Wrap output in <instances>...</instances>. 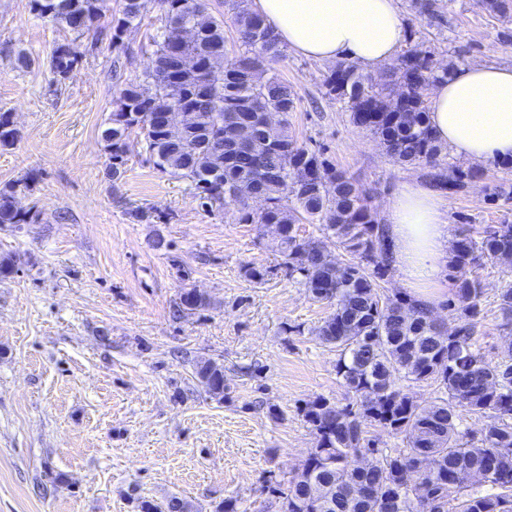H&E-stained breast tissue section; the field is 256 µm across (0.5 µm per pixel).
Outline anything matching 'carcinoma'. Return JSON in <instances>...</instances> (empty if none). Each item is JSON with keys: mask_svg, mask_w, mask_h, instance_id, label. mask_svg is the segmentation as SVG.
<instances>
[{"mask_svg": "<svg viewBox=\"0 0 512 512\" xmlns=\"http://www.w3.org/2000/svg\"><path fill=\"white\" fill-rule=\"evenodd\" d=\"M40 19L77 36L99 29L104 0H30ZM152 0H124L112 16L111 42L118 48L137 27ZM236 28L235 47H227L224 22L207 9L206 0H158L161 25L152 37L146 78L152 90L129 81L119 88L102 132L109 153V173L127 165L131 134L140 137L146 159L163 173L190 182L193 197L205 211L224 208L238 224H274L278 248L288 274L298 275L311 297L333 311L314 329L336 349V375L345 387L344 401L318 396L299 412L314 434L315 446L288 481L286 489L268 486L282 499L281 512H512V335L500 361L484 360L476 346L483 319V288L473 276L482 258L512 266V224L496 225L475 238L459 231L449 262L452 297L445 307L457 325L448 331L406 293L389 295L379 281L392 269L391 242L378 223L371 197L322 150L288 136V113L295 98L288 85L271 76L257 82L253 71L269 70L285 57L272 27L249 7V0H229ZM413 12L442 17L443 0H410ZM497 19L512 18V0H481ZM191 30L195 38L179 39ZM224 53L221 69L200 74L210 55ZM198 67L182 65L183 57ZM80 58L59 44L51 58L57 82L64 81ZM458 67L416 46L372 82L347 60L324 74L322 95L349 113L352 124L380 140L402 163L421 164L425 177L453 195L484 178L481 168L463 169L448 161V147L430 126L428 90ZM173 113L188 118L192 134L173 140L163 122ZM253 128L246 140L240 127ZM17 129L8 112H0V147L15 144ZM258 197L264 209L253 210L241 192ZM17 185L0 188V224H32L33 209L15 205ZM317 225L303 237L298 226ZM342 248L349 259L329 257ZM209 306L203 296L186 291L176 313ZM503 326L512 332V284L501 289ZM204 388L224 397V372L209 362L197 366ZM432 382L441 396L420 406L400 382ZM488 419L478 441L458 428L462 412ZM378 426L401 439V448H381L364 425ZM487 475L490 491L473 490L472 477ZM422 485L414 492L413 480Z\"/></svg>", "mask_w": 512, "mask_h": 512, "instance_id": "cac0c4a2", "label": "carcinoma"}]
</instances>
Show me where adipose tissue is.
<instances>
[{"instance_id":"1","label":"adipose tissue","mask_w":512,"mask_h":512,"mask_svg":"<svg viewBox=\"0 0 512 512\" xmlns=\"http://www.w3.org/2000/svg\"><path fill=\"white\" fill-rule=\"evenodd\" d=\"M282 45L321 62L346 58L373 68L405 38L395 0H252ZM430 120L439 141L467 160L512 159V68L463 66L435 87ZM384 221L400 285L423 305L445 300L450 243L441 193L408 181L387 204Z\"/></svg>"}]
</instances>
